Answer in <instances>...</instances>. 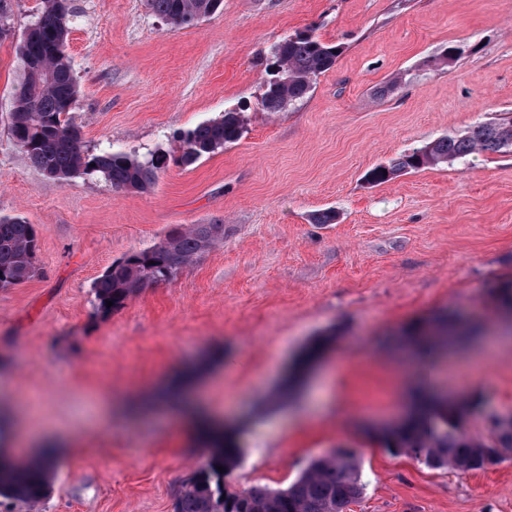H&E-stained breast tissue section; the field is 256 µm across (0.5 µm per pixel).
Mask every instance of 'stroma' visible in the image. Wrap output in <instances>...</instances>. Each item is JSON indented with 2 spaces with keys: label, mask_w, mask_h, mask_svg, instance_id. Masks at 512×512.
<instances>
[{
  "label": "stroma",
  "mask_w": 512,
  "mask_h": 512,
  "mask_svg": "<svg viewBox=\"0 0 512 512\" xmlns=\"http://www.w3.org/2000/svg\"><path fill=\"white\" fill-rule=\"evenodd\" d=\"M8 4L0 215L35 225L39 273L0 288V411L48 437L82 436L59 451L37 512H174L208 453L162 407L184 382L247 427L234 489L285 488L312 459L352 448L365 489L346 512H512V459L460 474L364 432L399 422L393 363L440 313L486 334L448 347L439 391L480 397L474 435L512 413V335L489 296L512 280V153L365 179L512 113V0H223L185 28L145 0H72L74 121L90 152L167 154L141 192L99 176L59 183L14 145L19 45L41 3ZM303 30L342 53L307 98L263 111L272 48ZM449 45L462 55L426 67ZM228 110L242 113V137L182 163V134ZM324 211L335 223H313ZM191 224L223 225L224 239L98 311L93 284L113 262ZM318 339L321 355L303 366ZM311 404L321 421L286 430Z\"/></svg>",
  "instance_id": "obj_1"
}]
</instances>
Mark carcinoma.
Returning a JSON list of instances; mask_svg holds the SVG:
<instances>
[{
	"label": "carcinoma",
	"mask_w": 512,
	"mask_h": 512,
	"mask_svg": "<svg viewBox=\"0 0 512 512\" xmlns=\"http://www.w3.org/2000/svg\"><path fill=\"white\" fill-rule=\"evenodd\" d=\"M222 0H147L149 9L167 23L179 27L214 14ZM37 15L42 30L52 38L39 42L21 40L19 54L24 78L15 89L10 112L14 144L45 176L67 182L81 175H101L115 189L142 191L154 184L165 156L153 154L141 160L122 151L93 154L84 149L79 127L71 112L78 97L71 62L66 51L71 29L69 0H41ZM342 47L326 44L311 32L297 31L283 38L273 49L277 66L274 79L266 84L261 98L265 112H282L303 100L317 78L329 71ZM244 132L241 113L229 110L203 122L182 136V160L191 164L226 144L239 140ZM512 150V117L479 123L462 134L440 137L388 165L370 170L366 178L385 183L400 173L463 159L477 152ZM224 239L222 224H193L178 230L166 242L113 263L93 284L97 309L121 308L125 301L150 281L164 280L193 257ZM37 231L20 216H0V288L33 278ZM501 318L512 321V283L490 291ZM113 302L107 306V302ZM445 330L437 342L423 347L431 357L438 341L450 344L462 336H477L480 327L462 325L446 316H435L417 336L431 335V325ZM474 407L471 401L445 405L435 396L433 405L415 417L394 426L387 435H370L395 455H408L433 467H449L461 473L485 470L512 454V419L495 416L487 434L474 437L466 423ZM240 446L236 436L221 433L193 478L180 490L174 512H345L364 491L356 452L350 448L311 461L288 487L271 490L265 486L235 490L229 478L239 464ZM55 466L52 452L34 461H17L11 472L0 475V498L36 507L45 497ZM223 467L221 473L217 467Z\"/></svg>",
	"instance_id": "cac0c4a2"
}]
</instances>
